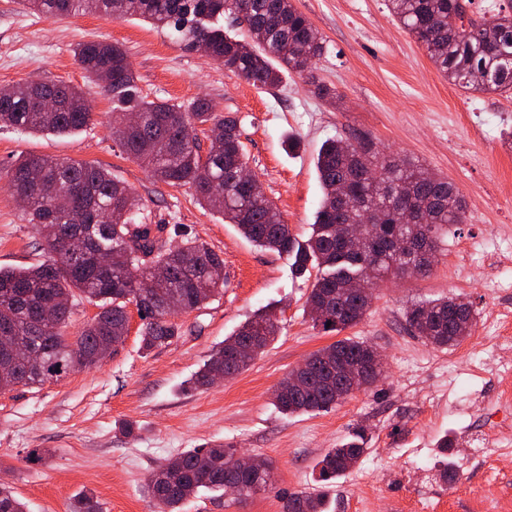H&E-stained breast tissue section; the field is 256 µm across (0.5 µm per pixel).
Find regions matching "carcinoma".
Wrapping results in <instances>:
<instances>
[{
	"instance_id": "1",
	"label": "carcinoma",
	"mask_w": 512,
	"mask_h": 512,
	"mask_svg": "<svg viewBox=\"0 0 512 512\" xmlns=\"http://www.w3.org/2000/svg\"><path fill=\"white\" fill-rule=\"evenodd\" d=\"M397 21L425 47L448 81L466 90L512 92V10L481 22L448 27V17L464 19L472 0H387ZM39 15L56 19L101 14L114 19L141 17L164 30L176 42L198 51L253 85L274 89L286 73L303 75L309 59L323 52V41L310 20L292 0H25ZM246 10L243 32L231 36L215 24L218 17ZM75 56L89 76L102 70L112 74L104 87L113 109L137 113L141 123L115 131L125 152L157 180L172 186L189 185L198 203L224 216L249 241L290 260L291 274L306 277L316 267L319 277L306 299L307 313L316 327L339 333L357 324L368 310L376 281L404 275L421 264L414 251L396 253L391 240L412 236L429 245L440 240L450 224L462 223L465 210L458 190L448 180L409 158L373 154L363 145L329 139L320 147L316 169L323 195L312 232L300 243L285 224L272 200L255 194L238 177L245 163L239 122L231 112L215 113L212 105L196 100L188 109L142 96L126 51L117 44L87 41ZM45 96H56L62 108L49 111ZM94 119L83 92L62 82L49 89L44 82L0 88V125L55 134L70 133ZM222 131L224 146L200 152L197 128ZM0 178L28 197L29 222L42 234L48 259L21 268H0V336L19 343L15 368L21 385L33 387L57 379L77 364H90L102 342L128 331V304L137 294L143 320L141 348L151 351L179 337L180 330L167 310L170 300L185 312L199 308L223 290L210 271L224 260L182 228L145 223V206L105 167L91 162H64L24 154ZM349 189L352 205L342 208L337 197ZM370 211L368 250L359 254L343 241L344 226L355 224ZM182 237L168 249L161 235ZM153 259L160 281L147 287L154 274L146 266ZM80 295L98 305L94 316L70 340L62 333ZM57 302V316L38 323L44 305ZM407 324L427 343L448 348L471 334V305L458 296L415 303L405 313ZM278 320L270 306L257 310L216 347L192 379L195 387L212 383L216 373L233 377L247 370L274 340ZM365 341L337 340L307 358L308 387L290 389L284 380L274 391V404L284 414L326 411L351 393L336 386V368L345 363L364 376L358 389L373 385L379 374L370 370ZM361 430L352 439L329 449L316 463V492L288 495L287 512H325L326 488L345 475L366 451ZM236 448L216 444L191 448L160 464L150 475L147 493L153 512H180L181 504L202 489H223L229 481L247 488L271 485L272 467L239 472L228 467ZM0 512H25V505L8 487H0ZM70 512H102L86 493L77 496Z\"/></svg>"
}]
</instances>
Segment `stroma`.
<instances>
[{
	"label": "stroma",
	"mask_w": 512,
	"mask_h": 512,
	"mask_svg": "<svg viewBox=\"0 0 512 512\" xmlns=\"http://www.w3.org/2000/svg\"><path fill=\"white\" fill-rule=\"evenodd\" d=\"M320 33L315 78L335 89L317 97L285 75L263 92L140 18L42 17L21 0H0V87L31 80L82 89L94 124L56 136L0 128V170L26 153L96 162L145 203L152 223L181 224L224 260V290L175 315L180 336L144 352L142 320L101 362L39 387L0 391V481L27 512H69L94 493L104 512H151L146 484L161 463L190 448L230 443L271 463L274 485L240 501L201 491L182 512H284L289 493L313 487L315 464L364 428L369 448L328 492V512H512V94L453 85L390 14L387 0H294ZM120 45L143 95L185 107L209 99L236 113L249 169L293 234L307 239L322 196L315 157L325 140H363L377 152L418 161L447 178L466 207L450 226L431 271L380 281L363 319L346 336L385 358L379 380L341 405L286 415L272 402L279 383L311 353L335 342L305 312L310 281L285 257L246 239L202 208L190 186L156 180L112 135V99L88 80L74 48ZM24 206L0 182V267L45 260ZM449 294L474 310L459 346L427 345L405 320L408 306ZM275 303L280 332L248 370L213 385L187 382L258 308ZM132 423L133 436L120 430ZM497 430L490 457L478 450ZM447 436L455 483L439 477L436 442Z\"/></svg>",
	"instance_id": "obj_1"
}]
</instances>
